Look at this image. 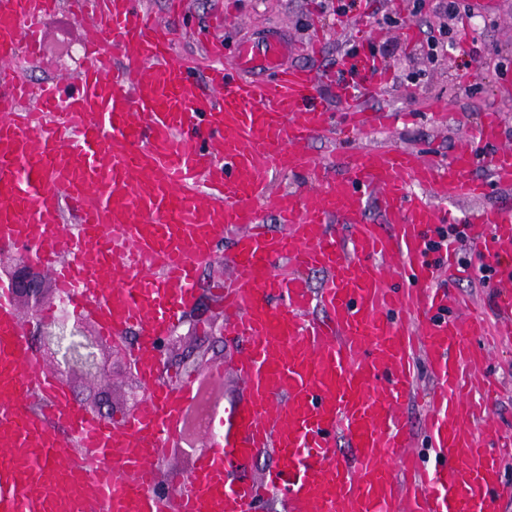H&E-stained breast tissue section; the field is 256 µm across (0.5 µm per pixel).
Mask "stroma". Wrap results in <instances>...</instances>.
I'll return each instance as SVG.
<instances>
[{
    "instance_id": "35a3bbf8",
    "label": "stroma",
    "mask_w": 512,
    "mask_h": 512,
    "mask_svg": "<svg viewBox=\"0 0 512 512\" xmlns=\"http://www.w3.org/2000/svg\"><path fill=\"white\" fill-rule=\"evenodd\" d=\"M186 12L176 25L182 33L178 44L181 54L203 57L213 38H221L227 48L244 40H260L268 34L299 44L293 61L314 68L324 76L321 87L325 101L335 103L333 82L336 58L345 44L336 29V16L329 0H188ZM434 0H372L361 20L375 30L373 48L399 38L404 27L419 33L414 48L399 46L387 56L392 82L369 98L368 110H391L395 123L371 127L347 136L337 134L329 140L317 137L309 141V152L329 163L338 173H345L344 158L360 145L417 147L434 150L447 158L456 137L472 130L487 109L498 111L512 139V0H497L491 8L475 10L461 34L462 52L446 49L447 38L433 11ZM230 12L239 22L214 34L211 18ZM86 35L82 20L60 10L45 27L44 56L49 68L33 67V80L40 81L58 74H75L80 65L73 47L81 45ZM481 60L470 81L460 79L458 66L463 53ZM223 257L204 264L199 272L198 297L179 328L167 337L162 363L169 373L182 372L181 356L188 364L205 369L223 361L229 352L221 333L224 314L211 291L213 283L223 281ZM87 334L97 338V368L93 374L67 375L65 382L85 411H93L101 397H108L113 413L138 406L145 388L132 370L124 352L137 341L128 333L123 346H116L101 336L97 324L82 319ZM488 370L501 385L493 428L512 433V338L503 340L488 355Z\"/></svg>"
}]
</instances>
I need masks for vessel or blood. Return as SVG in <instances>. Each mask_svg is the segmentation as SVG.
<instances>
[{
	"instance_id": "1",
	"label": "vessel or blood",
	"mask_w": 512,
	"mask_h": 512,
	"mask_svg": "<svg viewBox=\"0 0 512 512\" xmlns=\"http://www.w3.org/2000/svg\"><path fill=\"white\" fill-rule=\"evenodd\" d=\"M73 4L88 20L83 64L35 82L27 68L58 0H0V246L32 254L101 335L137 333L127 356L146 399L128 414L86 413L1 289L0 512H257L273 492L288 512H499L512 499V436L485 427L498 399L484 370L493 331L452 287H435L455 271L454 249L427 242L452 223L450 203L486 196L474 161L512 190L500 113L484 112L444 162L359 147L337 176L305 150L337 126L319 75L287 64L288 40L239 42L204 69L175 51L186 0H169L167 22L144 0ZM390 79L370 55L338 60L346 129L390 123L365 108ZM277 172L306 183L272 191ZM466 224L512 328V207ZM219 250L234 351L168 384L160 342ZM402 275L416 287H400ZM420 359L434 388L417 431L405 411ZM228 373L242 395L206 415V453L191 474L161 480L203 386ZM261 453L272 457L263 477H238Z\"/></svg>"
}]
</instances>
